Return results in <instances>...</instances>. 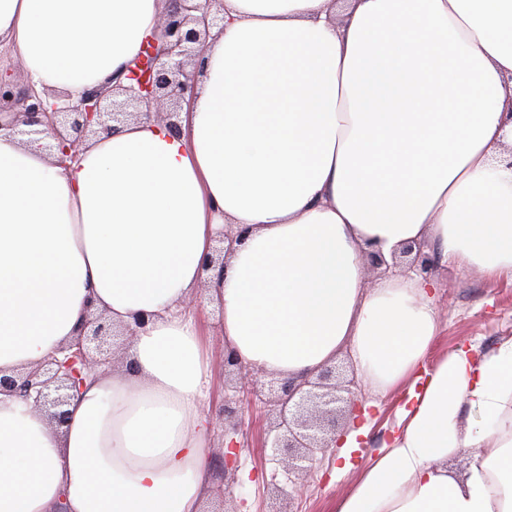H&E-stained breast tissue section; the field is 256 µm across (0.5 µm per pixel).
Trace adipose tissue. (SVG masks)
<instances>
[{
  "mask_svg": "<svg viewBox=\"0 0 512 512\" xmlns=\"http://www.w3.org/2000/svg\"><path fill=\"white\" fill-rule=\"evenodd\" d=\"M166 6L0 0V46L76 98L125 80ZM510 143L512 0H348L341 17L333 0H224L179 129L140 119L65 167L0 129V374L52 355L89 310L147 319L63 428L0 392V512H201V287L244 365L301 380L345 348L382 393L406 388L333 512H512V338L427 364L433 282L369 286L361 260L423 241L512 282ZM228 224L243 241L203 270Z\"/></svg>",
  "mask_w": 512,
  "mask_h": 512,
  "instance_id": "adipose-tissue-1",
  "label": "adipose tissue"
}]
</instances>
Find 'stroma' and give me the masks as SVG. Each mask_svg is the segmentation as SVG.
<instances>
[{
  "label": "stroma",
  "instance_id": "35a3bbf8",
  "mask_svg": "<svg viewBox=\"0 0 512 512\" xmlns=\"http://www.w3.org/2000/svg\"><path fill=\"white\" fill-rule=\"evenodd\" d=\"M432 277L438 284L434 302L441 332L431 359L468 344L484 353L501 340L512 338V282H491L464 266L436 267ZM219 318L218 308L208 311L206 341L212 360L211 411L217 416L210 436V465L222 494L207 499L202 505L204 512H333L336 499L351 490L386 441L395 411L403 401L402 391L377 396L356 371L349 352H341L337 361L343 364L344 378L350 381L358 402L367 408L371 428L360 448L352 453L349 470L337 473V451L328 449L314 461L303 493L290 500L281 499L274 489L286 484L288 474L267 446L272 419L263 404L240 402L234 419L239 443L237 462L232 470L224 468V421L218 416L225 396L224 338L219 331Z\"/></svg>",
  "mask_w": 512,
  "mask_h": 512
}]
</instances>
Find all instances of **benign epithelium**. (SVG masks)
Returning a JSON list of instances; mask_svg holds the SVG:
<instances>
[{"label": "benign epithelium", "instance_id": "7a95c632", "mask_svg": "<svg viewBox=\"0 0 512 512\" xmlns=\"http://www.w3.org/2000/svg\"><path fill=\"white\" fill-rule=\"evenodd\" d=\"M223 11V0H169L159 37L144 42L130 66L133 83L127 86L92 88L73 99L40 93L30 83L17 92L8 77H0V113L12 115L11 126L17 135L42 137L44 150L60 164L74 160L88 138L110 135L143 115L176 129L194 70L203 64L199 46L211 30L224 29ZM238 238L233 230H224L205 268L224 267L226 254ZM410 254L411 267L421 275L428 274L436 263L419 244L393 252L391 260L395 263ZM116 336L128 339L133 332L114 328L103 315L92 313L75 339L62 348L63 358L53 357L12 376L1 375L0 392L32 400L35 410L61 428L68 419L65 406L71 392L83 385L93 369L112 364V339ZM224 365L231 369L242 395L249 399L261 396L255 372L242 366L233 351H225ZM335 379L336 367L329 365L314 381L277 380L268 400L278 430L270 440L274 455L301 463L332 447L335 437L329 433L336 431L337 413L348 414L357 405L350 389H345L344 396L337 394Z\"/></svg>", "mask_w": 512, "mask_h": 512}]
</instances>
